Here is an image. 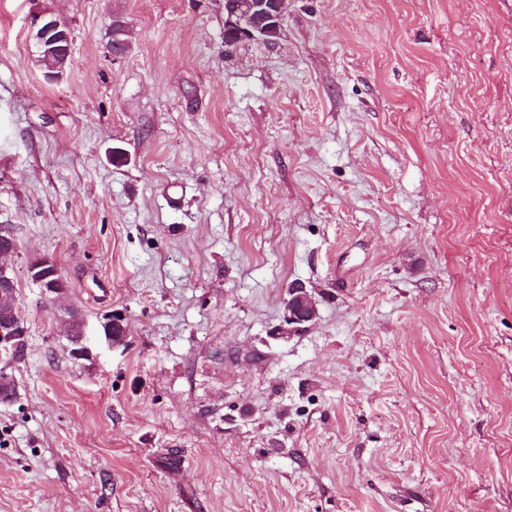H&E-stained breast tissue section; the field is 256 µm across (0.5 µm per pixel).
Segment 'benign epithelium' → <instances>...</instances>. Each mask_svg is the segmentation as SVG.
<instances>
[{
  "instance_id": "7a95c632",
  "label": "benign epithelium",
  "mask_w": 512,
  "mask_h": 512,
  "mask_svg": "<svg viewBox=\"0 0 512 512\" xmlns=\"http://www.w3.org/2000/svg\"><path fill=\"white\" fill-rule=\"evenodd\" d=\"M288 0H252L236 8L225 9L227 26L237 34V41L260 40L272 43L279 35L287 11ZM36 29L38 46L46 51L63 50L71 54L72 34L63 20L51 14L37 13L30 17ZM318 315L317 300L302 284L288 288L282 322L270 332L273 339H288L297 331L315 321Z\"/></svg>"
}]
</instances>
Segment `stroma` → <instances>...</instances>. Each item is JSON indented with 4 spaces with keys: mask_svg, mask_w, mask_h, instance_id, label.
Masks as SVG:
<instances>
[{
    "mask_svg": "<svg viewBox=\"0 0 512 512\" xmlns=\"http://www.w3.org/2000/svg\"><path fill=\"white\" fill-rule=\"evenodd\" d=\"M1 225L0 512H512V0H0ZM235 9L230 4L225 8L227 26L237 34V41L225 45L231 48L242 41L260 40L273 43L279 35L287 11V0H256ZM30 25L36 29V38L39 48L46 51L52 49L63 50L71 55L72 34L63 20L51 14L37 13L30 17ZM67 55L54 56L47 59L44 51H40L39 62L45 69V73H53L65 70L71 62ZM2 272L1 284L13 285L11 290L3 291L0 296V327L6 325L19 324V318L16 313V289L13 280L7 277V268L3 265L0 266ZM19 331L26 335V329L21 324L18 325ZM317 300L302 284H293L288 289L284 303L282 322L270 332L273 339H288L297 331L315 321L318 315Z\"/></svg>",
    "mask_w": 512,
    "mask_h": 512,
    "instance_id": "obj_1",
    "label": "stroma"
}]
</instances>
